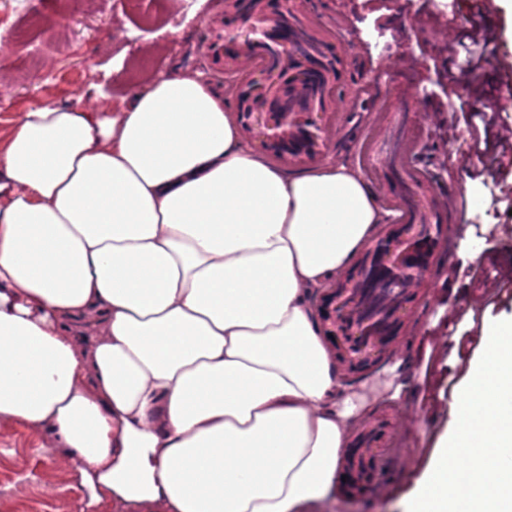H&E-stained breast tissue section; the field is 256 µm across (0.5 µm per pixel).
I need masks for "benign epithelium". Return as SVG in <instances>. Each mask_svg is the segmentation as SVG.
I'll return each instance as SVG.
<instances>
[{"label": "benign epithelium", "instance_id": "obj_1", "mask_svg": "<svg viewBox=\"0 0 512 512\" xmlns=\"http://www.w3.org/2000/svg\"><path fill=\"white\" fill-rule=\"evenodd\" d=\"M262 0H224L225 12L255 23L250 33L224 25L223 35L213 46L216 62L243 70L246 89L239 101V111L246 130L255 124L264 126L263 145L280 154L312 156L322 140V128L312 118L315 106L301 110L282 107L288 96H300L310 86V65L299 55V42L288 31L286 21L292 10L288 0L279 9L266 12ZM438 241L429 224H405L377 241L367 250L365 260L345 280L326 293L325 321L328 334L339 337L338 360L351 372L371 366L396 334L406 305L427 272ZM375 263L382 273L377 288L388 302L387 323L383 329L364 318L360 292L364 272Z\"/></svg>", "mask_w": 512, "mask_h": 512}]
</instances>
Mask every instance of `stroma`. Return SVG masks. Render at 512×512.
<instances>
[{
  "mask_svg": "<svg viewBox=\"0 0 512 512\" xmlns=\"http://www.w3.org/2000/svg\"><path fill=\"white\" fill-rule=\"evenodd\" d=\"M446 0H296V20L320 42L338 83L317 120V155L269 159L296 175L329 159L360 168L392 212L375 236L411 223L434 204L438 248L395 340L378 363L339 381L370 402L352 423L349 451L381 431L378 451L390 469L355 492L336 487L316 512H407L428 478L439 439L453 429L469 362L481 354L482 323L512 317V283L481 305L497 263L512 262V163L496 178L471 182L478 157L470 128L455 110L466 85L482 82L498 129L512 128V106L495 94L512 77V14L492 6L482 21L496 34L485 74L448 60L439 37L414 13L447 10ZM224 0H0V137L29 109L90 108L131 95L140 80L173 70L199 74L237 112L241 72L212 63L210 25ZM468 232L481 255L461 264L458 238ZM472 318H465L466 310ZM44 435L21 423L0 424V512H128L95 502L91 488Z\"/></svg>",
  "mask_w": 512,
  "mask_h": 512,
  "instance_id": "obj_1",
  "label": "stroma"
}]
</instances>
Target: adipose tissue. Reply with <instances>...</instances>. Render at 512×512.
I'll return each mask as SVG.
<instances>
[{
    "mask_svg": "<svg viewBox=\"0 0 512 512\" xmlns=\"http://www.w3.org/2000/svg\"><path fill=\"white\" fill-rule=\"evenodd\" d=\"M387 211L332 160L290 176L185 71L115 108L42 106L0 141V424L96 497L315 512L359 392L308 305Z\"/></svg>",
    "mask_w": 512,
    "mask_h": 512,
    "instance_id": "adipose-tissue-1",
    "label": "adipose tissue"
}]
</instances>
